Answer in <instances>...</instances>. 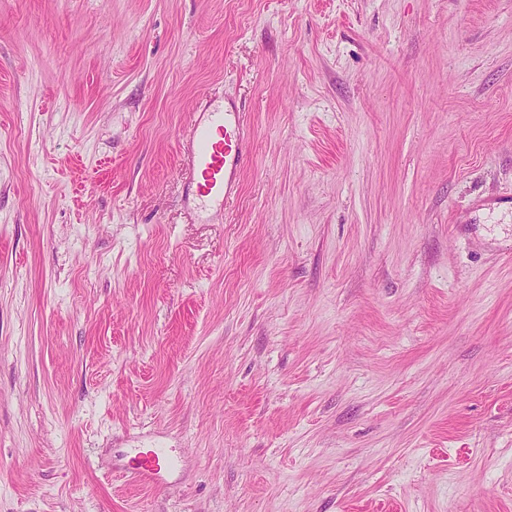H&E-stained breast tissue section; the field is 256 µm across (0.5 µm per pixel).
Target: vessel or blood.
Returning <instances> with one entry per match:
<instances>
[{"label":"vessel or blood","instance_id":"vessel-or-blood-1","mask_svg":"<svg viewBox=\"0 0 512 512\" xmlns=\"http://www.w3.org/2000/svg\"><path fill=\"white\" fill-rule=\"evenodd\" d=\"M190 131L184 147L187 200L200 215L221 211L239 188L247 153L244 114L237 107L225 106L222 97L210 96L192 113ZM166 467L163 453L143 448L138 452L134 477L156 486L162 482Z\"/></svg>","mask_w":512,"mask_h":512}]
</instances>
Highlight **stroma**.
<instances>
[{"label": "stroma", "mask_w": 512, "mask_h": 512, "mask_svg": "<svg viewBox=\"0 0 512 512\" xmlns=\"http://www.w3.org/2000/svg\"><path fill=\"white\" fill-rule=\"evenodd\" d=\"M0 512H512V0H0ZM191 136L184 146L187 201L200 215L224 211L238 191L247 147L244 113L224 106V98L207 96L191 114ZM137 455L138 466L133 479L154 486L159 485L167 467L164 454L155 448H143L138 451Z\"/></svg>", "instance_id": "stroma-1"}]
</instances>
